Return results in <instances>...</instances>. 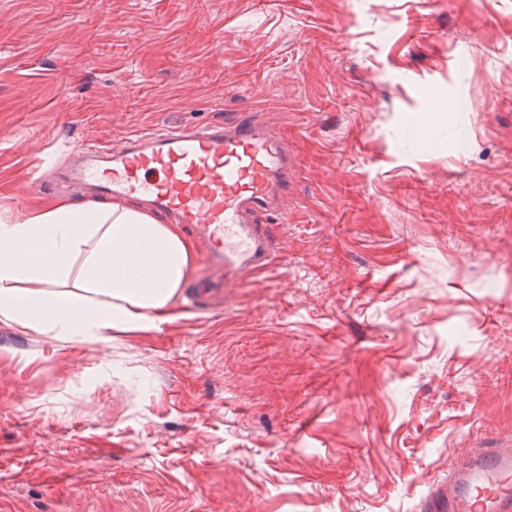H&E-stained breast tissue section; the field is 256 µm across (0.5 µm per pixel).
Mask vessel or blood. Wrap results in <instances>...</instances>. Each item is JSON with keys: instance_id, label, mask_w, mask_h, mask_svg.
I'll return each mask as SVG.
<instances>
[{"instance_id": "b4317fda", "label": "vessel or blood", "mask_w": 512, "mask_h": 512, "mask_svg": "<svg viewBox=\"0 0 512 512\" xmlns=\"http://www.w3.org/2000/svg\"><path fill=\"white\" fill-rule=\"evenodd\" d=\"M73 160L74 179L107 196L139 200L207 240L211 270L224 275L204 273L198 301L213 289L240 287L269 264L276 244L270 221L291 162L278 134L257 118L134 134L117 148H79ZM426 512H512V448L458 459Z\"/></svg>"}]
</instances>
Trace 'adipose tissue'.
Instances as JSON below:
<instances>
[{
  "label": "adipose tissue",
  "mask_w": 512,
  "mask_h": 512,
  "mask_svg": "<svg viewBox=\"0 0 512 512\" xmlns=\"http://www.w3.org/2000/svg\"><path fill=\"white\" fill-rule=\"evenodd\" d=\"M193 262L178 225L131 201L36 203L0 220V320L102 342L148 330L170 320Z\"/></svg>",
  "instance_id": "adipose-tissue-1"
}]
</instances>
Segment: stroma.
Returning <instances> with one entry per match:
<instances>
[{"mask_svg": "<svg viewBox=\"0 0 512 512\" xmlns=\"http://www.w3.org/2000/svg\"><path fill=\"white\" fill-rule=\"evenodd\" d=\"M245 115L293 161L265 270L108 342L0 322V512H424L512 438V0H0L2 219Z\"/></svg>", "mask_w": 512, "mask_h": 512, "instance_id": "1", "label": "stroma"}]
</instances>
